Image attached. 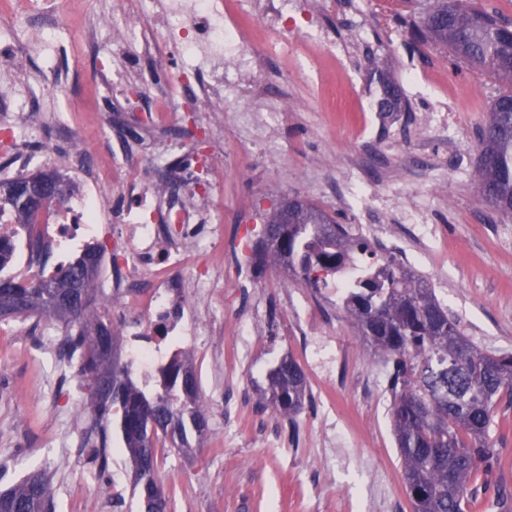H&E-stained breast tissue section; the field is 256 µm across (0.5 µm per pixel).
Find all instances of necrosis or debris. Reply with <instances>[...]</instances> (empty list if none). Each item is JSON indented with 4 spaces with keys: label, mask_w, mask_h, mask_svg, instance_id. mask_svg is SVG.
Masks as SVG:
<instances>
[{
    "label": "necrosis or debris",
    "mask_w": 512,
    "mask_h": 512,
    "mask_svg": "<svg viewBox=\"0 0 512 512\" xmlns=\"http://www.w3.org/2000/svg\"><path fill=\"white\" fill-rule=\"evenodd\" d=\"M290 0H166L161 11H139L123 30L145 48H153L158 29H201V37L176 42L174 52L181 69L211 70L214 86L206 94L212 110H222L225 101L245 103L239 122L266 130H280L285 108L277 98H264L256 87L258 60L243 52L248 37L243 19L258 14L271 36L287 33L281 21ZM39 124L37 114L10 112L0 117L9 130L14 151L8 167L20 169L32 159L30 133ZM70 147L62 168L83 175L79 192L64 206L49 205L30 223H18L9 205L0 206V242L11 252L0 260V269L22 280L50 276L54 266L30 263L27 251L32 242L48 241L55 246V264L68 265L94 245L112 252V262L100 276L107 299L108 319L129 346L127 367L143 382L157 379L174 353L192 348L204 329L197 310L183 293V274L193 271L198 290L211 286L204 260L222 253V218L210 210L186 203L167 206L154 193L141 187L143 172L155 183L171 185L177 180L169 167L170 156L181 150L171 142L150 156L119 162L123 177L113 182L109 168L84 147V126L69 128ZM178 230L179 236L163 241L161 227ZM382 267L376 254L360 249L349 253L345 263L324 274L317 293L323 308L346 302L361 280Z\"/></svg>",
    "instance_id": "obj_1"
}]
</instances>
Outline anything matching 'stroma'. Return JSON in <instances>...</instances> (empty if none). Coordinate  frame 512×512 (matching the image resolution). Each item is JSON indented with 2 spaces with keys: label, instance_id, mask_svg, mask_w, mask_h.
<instances>
[{
  "label": "stroma",
  "instance_id": "obj_1",
  "mask_svg": "<svg viewBox=\"0 0 512 512\" xmlns=\"http://www.w3.org/2000/svg\"><path fill=\"white\" fill-rule=\"evenodd\" d=\"M133 7L134 0H66L55 19L60 36L0 69V110L43 114L54 139L61 112L75 111L106 161L118 150L144 157L181 138L187 150L173 154V165L191 167L204 200L224 210V261L202 303L209 331L204 347L187 354L204 382L209 430L192 453L160 450L168 512H412L390 427L387 357L340 312L312 333L329 337L348 381L335 388L312 373L298 336L310 289L285 269L244 264L237 228L260 223L290 195L342 224L367 215L386 223L390 242L427 251L414 222L387 221L384 202L397 201L441 229L438 298L476 343L512 354V218L483 202L473 180L481 128L502 85L433 46L413 48L395 21L406 0H294L298 23L287 50L268 48L260 19L245 21L244 50L260 59V92L288 102L279 145L236 121L234 102L213 113L202 145L201 126L188 115L199 78L181 85L171 56L146 57L139 42H121L109 29L97 32L96 51L85 47L84 29L100 13L121 20ZM380 61L398 79L405 111L378 112ZM174 85L179 122L168 126L153 114ZM342 180L353 187L346 205L334 191ZM258 310L280 330L257 332L249 360L238 361L235 332ZM42 327L35 318H0V490L39 469L51 480L55 512H98L103 500L109 512H139L115 422L93 424L85 379ZM286 356L306 371L311 393L292 421L262 406L268 373ZM369 385L375 398L363 395ZM102 430L112 448L104 467L76 451L79 438ZM491 439L500 462L475 477L478 512H498V495L512 496V406L499 408ZM341 448L351 449L350 459L338 456Z\"/></svg>",
  "mask_w": 512,
  "mask_h": 512
}]
</instances>
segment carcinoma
<instances>
[{
    "instance_id": "1",
    "label": "carcinoma",
    "mask_w": 512,
    "mask_h": 512,
    "mask_svg": "<svg viewBox=\"0 0 512 512\" xmlns=\"http://www.w3.org/2000/svg\"><path fill=\"white\" fill-rule=\"evenodd\" d=\"M398 18L412 46L436 44L449 57L506 87L482 128L474 181L484 202L498 214L512 216V31L496 15L469 2L450 11L448 0H433L420 15L401 13ZM379 80L380 110L405 107L395 78L382 69ZM358 245L360 239L350 229L302 199L288 224L277 209L266 216L252 262L256 268L284 263L289 275L312 288L315 273ZM91 257L96 271L99 253L31 283L0 272V295L31 300L29 307L14 310L15 317L37 316L63 325L61 346L69 360L79 362L95 424L117 413L141 512H166V495L157 480V448L168 444L190 450L188 436L201 439L208 430L206 412L184 359L171 362L163 387L155 392L140 389L126 367L118 365L117 336L95 313L94 280L85 286L90 299L71 313L52 304L50 298L63 293L70 274ZM345 312L375 353L393 359L387 379L391 426L412 512H471L475 473L481 468L490 472L499 457L490 431L496 407L512 404V355H497L476 344L428 281L391 257L384 259L380 277L361 285ZM308 396L302 367L283 357L268 373L267 406L291 418ZM52 504L51 482L40 470L0 492V512H52Z\"/></svg>"
}]
</instances>
